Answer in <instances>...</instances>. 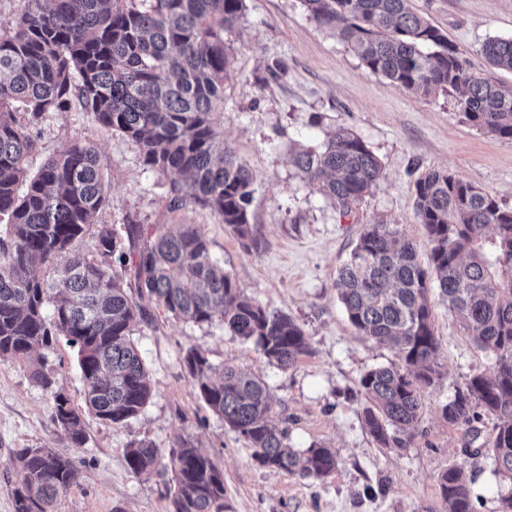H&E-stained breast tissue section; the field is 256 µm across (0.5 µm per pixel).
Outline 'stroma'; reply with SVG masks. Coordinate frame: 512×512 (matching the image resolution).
Returning <instances> with one entry per match:
<instances>
[{
    "instance_id": "obj_1",
    "label": "stroma",
    "mask_w": 512,
    "mask_h": 512,
    "mask_svg": "<svg viewBox=\"0 0 512 512\" xmlns=\"http://www.w3.org/2000/svg\"><path fill=\"white\" fill-rule=\"evenodd\" d=\"M244 17L225 39L233 65L224 81V114L215 131L258 178L250 205L251 247L211 210L189 202L169 207V181L147 170L138 145L96 123L80 107L54 112L40 123L30 161L44 159L70 140L98 149L110 187L94 224L196 225L219 262L245 293L287 313L303 328L310 352L292 369L267 363L254 344L225 330L222 321L193 325L148 305L133 340L150 375L152 397L127 423L85 415L86 442L74 449L76 484L53 512H171L172 475L137 474L125 459L134 442L169 453L179 439L193 441L224 473L225 512H443L437 477L463 466L479 512H497L498 493L512 482L494 472L490 453L467 452L465 428L451 426L440 408L491 358L463 334L444 305L435 307L442 376L426 390L419 433L411 448L378 447L363 425L360 376L396 362L393 348L361 336L338 300L336 278L366 224H396L416 244L420 261L431 246L413 207V182L431 169H447L512 206V141L467 123L456 92L430 96L399 89L367 69L336 31L319 25L300 0H246ZM412 10L442 29L472 70L512 87V71L490 65L481 46L512 38V0H410ZM364 139L384 166V177L349 216L297 176L295 147H317L338 128ZM206 351L216 369H248L269 386L274 422H287L289 444L322 443L338 466L320 480H303L261 466L254 450L199 398L183 365L189 347ZM57 378L45 389L25 362L0 361V512H15V455L22 448H71L52 421L55 390L76 408L84 386L74 349L58 339L40 350Z\"/></svg>"
}]
</instances>
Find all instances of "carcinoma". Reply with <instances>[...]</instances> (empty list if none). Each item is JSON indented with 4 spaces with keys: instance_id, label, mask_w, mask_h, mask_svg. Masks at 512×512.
<instances>
[{
    "instance_id": "obj_1",
    "label": "carcinoma",
    "mask_w": 512,
    "mask_h": 512,
    "mask_svg": "<svg viewBox=\"0 0 512 512\" xmlns=\"http://www.w3.org/2000/svg\"><path fill=\"white\" fill-rule=\"evenodd\" d=\"M15 23L0 30V359L27 360L63 337L76 348L87 411L111 424L139 416L151 398L148 373L131 341L147 299L194 325L224 323L252 342L267 362L288 370L308 353L302 326L248 297L213 260L193 224H102L96 247L80 240L107 202L95 146L74 139L36 172L32 129L73 104L95 122L134 141L142 162L169 179L170 204L209 208L243 243L251 240L249 206L256 173L216 138L232 51L224 34L246 0H22ZM320 25L334 29L371 72L422 96L460 92L459 112L477 129L512 140V88L476 74L441 29L409 0H301ZM482 54L512 71V38H494ZM297 175L343 216L383 177L380 159L341 128L322 147L292 155ZM414 209L431 245L423 266L397 224H367L336 279L338 298L362 335L390 345L398 362L359 379L364 427L381 448L403 451L419 431L425 390L440 376L432 291L462 332L491 356L492 370L472 375L442 406L450 426L490 452L494 472L512 481V207L448 170L414 183ZM68 254L65 265L54 260ZM183 363L199 397L255 449L267 468L320 480L338 466L323 445H288V429L270 421L268 386L236 366L220 380L194 347ZM55 385L43 363L31 370ZM494 421L482 437L479 423ZM53 422L72 447L85 444L84 416L54 393ZM135 473L161 463L160 449L132 443ZM15 512H48L79 476L63 449L16 454ZM172 512H224V473L183 439L168 455ZM444 512H476L469 478L453 465L438 479Z\"/></svg>"
}]
</instances>
